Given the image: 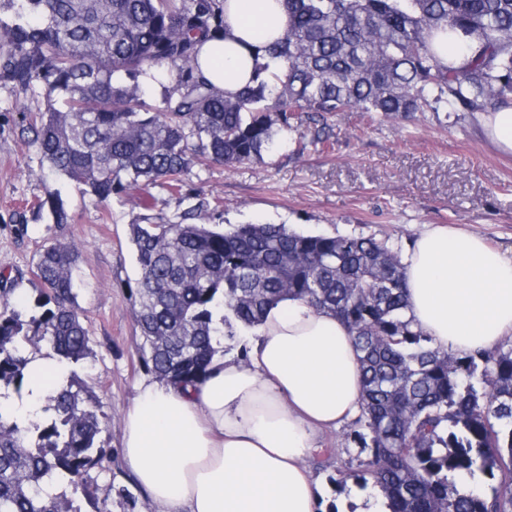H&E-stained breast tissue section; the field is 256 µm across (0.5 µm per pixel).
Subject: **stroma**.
<instances>
[{
	"mask_svg": "<svg viewBox=\"0 0 512 512\" xmlns=\"http://www.w3.org/2000/svg\"><path fill=\"white\" fill-rule=\"evenodd\" d=\"M43 105V96L0 84V276L13 281L0 303L32 308L39 252L56 241L78 243L75 302L91 352L76 372L110 418L97 437L100 460L85 475L87 490L73 494L81 512H152L122 450L126 410L148 375L136 348L130 225L191 210L196 223L217 231L283 224L305 234L384 239L401 253L424 225L444 224L512 251V155L496 149L469 112L396 119L340 112L324 119L327 149L298 157L284 138L260 161L192 167L177 194L139 186L100 203L43 161L26 131ZM50 186L62 191L68 223L36 209ZM312 470L324 489L323 512H352L363 498L355 483L335 484L326 462Z\"/></svg>",
	"mask_w": 512,
	"mask_h": 512,
	"instance_id": "1",
	"label": "stroma"
}]
</instances>
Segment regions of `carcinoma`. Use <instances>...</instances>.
I'll list each match as a JSON object with an SVG mask.
<instances>
[{
  "instance_id": "1",
  "label": "carcinoma",
  "mask_w": 512,
  "mask_h": 512,
  "mask_svg": "<svg viewBox=\"0 0 512 512\" xmlns=\"http://www.w3.org/2000/svg\"><path fill=\"white\" fill-rule=\"evenodd\" d=\"M288 28L251 84L233 97L202 74L199 46L224 34V0H0V82L39 93L27 127L57 174L104 202L139 185L173 195L191 165L260 160L280 134L294 152L327 147L301 113L484 112L512 103V0H287ZM461 36L463 70L431 40ZM161 71L160 103L138 83ZM132 84H127V81ZM69 214L58 189L39 207ZM138 352L159 380L201 381L216 349L281 301L340 316L361 353L365 406L351 436L367 457L336 459L339 482L372 485L389 512H512V346L439 353L406 318L404 267L384 241L309 235L279 224H131ZM79 246L39 254L38 312L0 308V385L22 388L28 348L77 365L90 354L75 305ZM24 423L0 411V512H81L65 493L98 461L104 415L71 371ZM493 480L476 494L454 478Z\"/></svg>"
}]
</instances>
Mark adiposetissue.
<instances>
[{
    "mask_svg": "<svg viewBox=\"0 0 512 512\" xmlns=\"http://www.w3.org/2000/svg\"><path fill=\"white\" fill-rule=\"evenodd\" d=\"M288 25L286 0H225L224 35L203 43V75L233 95ZM406 316L431 348L463 356L512 339V256L479 235L425 225L402 257ZM246 358L216 356L184 389L145 378L126 414L123 456L154 512H317L310 464L363 407L360 354L347 324L303 300L239 332ZM64 367L38 354L12 403L42 416Z\"/></svg>",
    "mask_w": 512,
    "mask_h": 512,
    "instance_id": "ef3b65f1",
    "label": "adipose tissue"
}]
</instances>
